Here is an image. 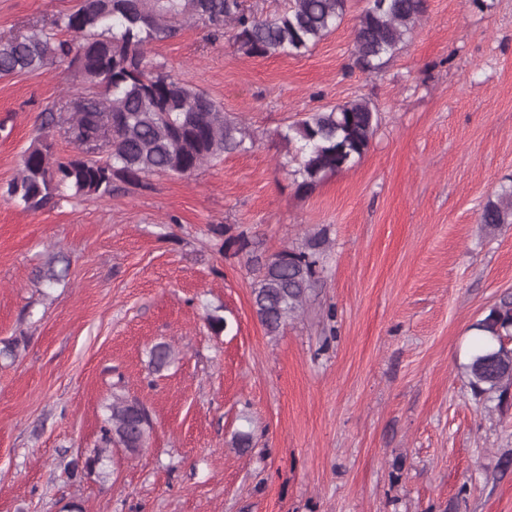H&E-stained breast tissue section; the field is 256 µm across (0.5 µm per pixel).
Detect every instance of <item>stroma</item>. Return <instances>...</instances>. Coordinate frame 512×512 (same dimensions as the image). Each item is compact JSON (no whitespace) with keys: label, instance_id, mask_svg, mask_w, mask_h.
<instances>
[{"label":"stroma","instance_id":"stroma-1","mask_svg":"<svg viewBox=\"0 0 512 512\" xmlns=\"http://www.w3.org/2000/svg\"><path fill=\"white\" fill-rule=\"evenodd\" d=\"M77 5L0 0V39ZM348 5L301 56L250 58L200 24L150 45L256 146L146 190L37 211L9 197L42 112L87 89L64 67L0 78V340H24L0 365V512H512V405L479 403L462 369L473 324L512 294V224L480 223L512 185V0H428L376 74L350 67L366 0ZM359 96L380 111L368 150L297 191L278 131ZM214 224L269 252L326 235L321 282L279 335ZM48 267L58 281L37 280ZM159 342L174 360L158 372ZM115 393L149 409L148 446L70 474Z\"/></svg>","mask_w":512,"mask_h":512}]
</instances>
